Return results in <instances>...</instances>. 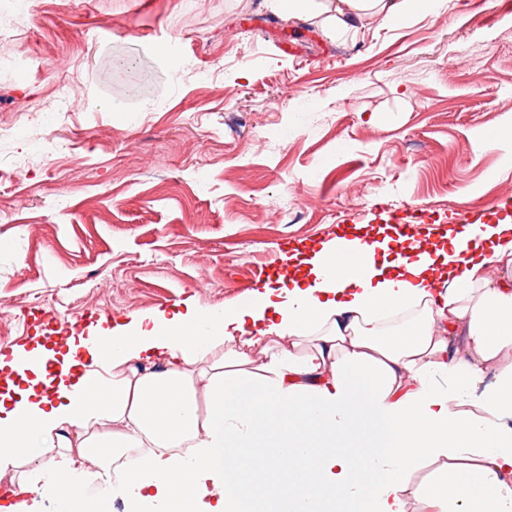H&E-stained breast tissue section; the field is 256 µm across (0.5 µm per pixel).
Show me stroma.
Instances as JSON below:
<instances>
[{
	"instance_id": "35a3bbf8",
	"label": "stroma",
	"mask_w": 512,
	"mask_h": 512,
	"mask_svg": "<svg viewBox=\"0 0 512 512\" xmlns=\"http://www.w3.org/2000/svg\"><path fill=\"white\" fill-rule=\"evenodd\" d=\"M509 121L512 0L335 41L267 0H38L0 48V354L223 307L343 228L510 207L512 146L484 140Z\"/></svg>"
}]
</instances>
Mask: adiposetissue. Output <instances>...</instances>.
Wrapping results in <instances>:
<instances>
[{
    "mask_svg": "<svg viewBox=\"0 0 512 512\" xmlns=\"http://www.w3.org/2000/svg\"><path fill=\"white\" fill-rule=\"evenodd\" d=\"M442 4L272 7L335 39ZM288 265L221 308L0 355V512H512V217Z\"/></svg>",
    "mask_w": 512,
    "mask_h": 512,
    "instance_id": "adipose-tissue-1",
    "label": "adipose tissue"
}]
</instances>
